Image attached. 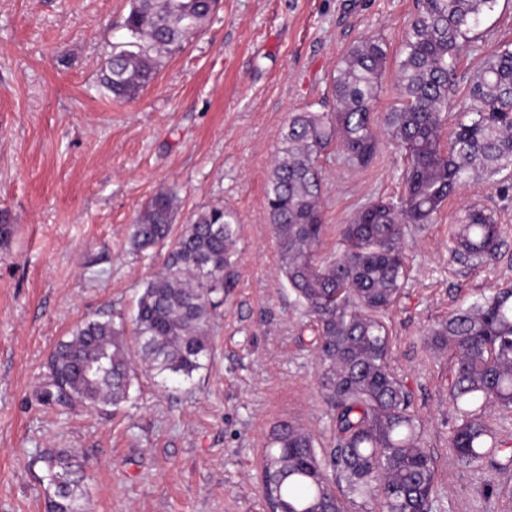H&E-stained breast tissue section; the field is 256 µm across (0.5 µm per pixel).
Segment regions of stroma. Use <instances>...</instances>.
I'll return each instance as SVG.
<instances>
[{
	"instance_id": "stroma-1",
	"label": "stroma",
	"mask_w": 512,
	"mask_h": 512,
	"mask_svg": "<svg viewBox=\"0 0 512 512\" xmlns=\"http://www.w3.org/2000/svg\"><path fill=\"white\" fill-rule=\"evenodd\" d=\"M130 0H0V512H46L42 456L75 452L85 512H266L259 493L270 431L288 420L330 448L333 422L319 387L313 331L277 273L266 209L273 159L292 113L329 112L332 77L353 43L380 37L388 61L375 117L399 97L400 42L418 0H221L206 29L166 55L131 101L98 90ZM456 70L465 102L486 54L512 44V0H497ZM455 108L449 117H456ZM324 253L370 202L403 191V157L384 144L364 168L337 147L320 158ZM476 174L431 224L408 227L407 278L390 311V367L411 396L436 468L433 512H512L509 447L474 470L450 446L455 356L427 332L459 308L512 284V191ZM173 190L174 232L222 206L238 218V277L217 308L210 354L187 382L139 369L130 399L101 413L48 406L40 393L59 341L101 313L130 318L166 247L137 254L140 210ZM501 224L499 259L453 260L448 231L471 205Z\"/></svg>"
}]
</instances>
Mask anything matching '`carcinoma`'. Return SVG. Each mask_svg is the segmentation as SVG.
Here are the masks:
<instances>
[{"mask_svg": "<svg viewBox=\"0 0 512 512\" xmlns=\"http://www.w3.org/2000/svg\"><path fill=\"white\" fill-rule=\"evenodd\" d=\"M218 0H130L123 37L110 44L102 89L132 100L154 79L163 54L202 32ZM496 0H422L405 31L398 64V103L383 129L406 158L404 191L358 212L342 230L343 247L324 254L318 160L336 145L352 167L379 151L374 101L386 70L383 39L348 48L336 66L332 112H294L282 137L266 191L279 273L312 324L330 408L333 448L319 454L301 426L283 422L268 436L260 489L272 512H432L435 464L423 448L422 425L404 385L389 366L386 314L401 295L407 225L430 224L470 173L491 177L512 168V48L489 52L471 79L462 118L443 140L454 95L457 59L480 16ZM176 196H153L132 225L129 244L144 252L170 242L161 271L147 281L133 315L137 354L149 371L189 380L210 352L216 298L233 287L234 213L214 206L169 240ZM502 230L483 208L463 211L451 231L461 263L499 257ZM434 349L456 356L449 396L456 410L451 447L459 463L496 462L499 440L488 408L512 413V286L498 288L432 327ZM41 391L48 405L105 410L129 397L133 358L124 325L110 317L80 324L60 341ZM53 493L47 512H83L82 467L72 452L42 457Z\"/></svg>", "mask_w": 512, "mask_h": 512, "instance_id": "carcinoma-1", "label": "carcinoma"}]
</instances>
